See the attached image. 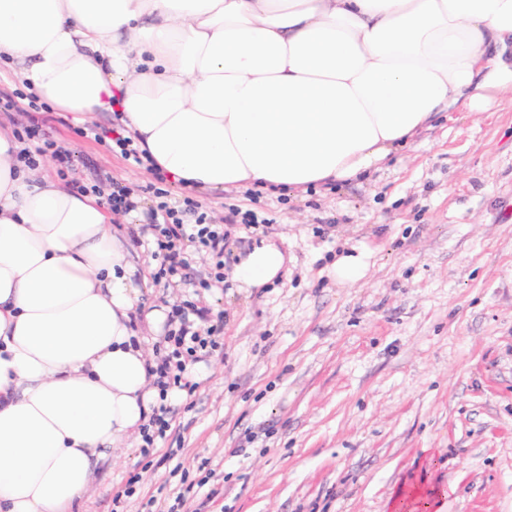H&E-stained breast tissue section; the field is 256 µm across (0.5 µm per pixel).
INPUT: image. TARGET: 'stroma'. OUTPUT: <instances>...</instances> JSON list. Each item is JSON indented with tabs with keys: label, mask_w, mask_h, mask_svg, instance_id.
<instances>
[{
	"label": "stroma",
	"mask_w": 512,
	"mask_h": 512,
	"mask_svg": "<svg viewBox=\"0 0 512 512\" xmlns=\"http://www.w3.org/2000/svg\"><path fill=\"white\" fill-rule=\"evenodd\" d=\"M50 137L72 153L63 185L101 175L135 191L113 214L150 277L140 313L191 302L223 321L219 347L192 365L193 394L170 400L182 466L202 463L224 489L191 494L180 512H387L391 494L429 464L453 485L440 512H512V93L485 111L453 112L421 130L396 160L327 189L199 191L212 223L224 208L254 209L267 225H235L224 281H196L213 259L184 243L186 279L155 282L159 263L139 233L157 200L151 172L50 109ZM263 243L286 262L278 277L242 287L235 272ZM369 270L337 283L338 256ZM140 436L107 451L77 512H112L130 472L140 482L123 512H169L168 466L147 462Z\"/></svg>",
	"instance_id": "obj_1"
}]
</instances>
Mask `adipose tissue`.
Returning <instances> with one entry per match:
<instances>
[{"label":"adipose tissue","mask_w":512,"mask_h":512,"mask_svg":"<svg viewBox=\"0 0 512 512\" xmlns=\"http://www.w3.org/2000/svg\"><path fill=\"white\" fill-rule=\"evenodd\" d=\"M512 0H0V64L59 111L121 107L189 190L303 191L380 169L512 89ZM0 128V512H72L151 388L124 231ZM267 243L235 277L257 287Z\"/></svg>","instance_id":"adipose-tissue-1"}]
</instances>
